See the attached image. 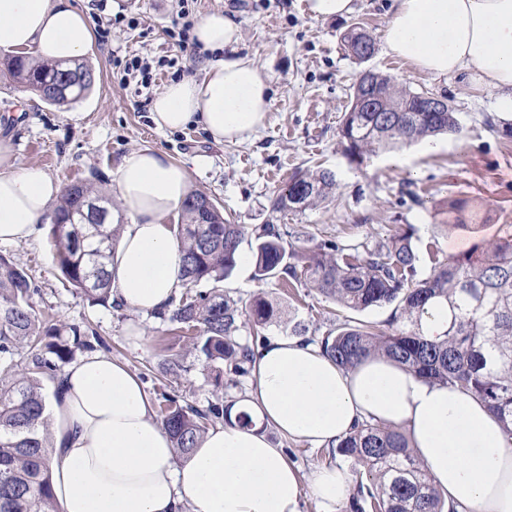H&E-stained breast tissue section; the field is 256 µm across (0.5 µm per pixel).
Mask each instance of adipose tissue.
I'll return each mask as SVG.
<instances>
[{"label":"adipose tissue","instance_id":"ef3b65f1","mask_svg":"<svg viewBox=\"0 0 512 512\" xmlns=\"http://www.w3.org/2000/svg\"><path fill=\"white\" fill-rule=\"evenodd\" d=\"M193 35L208 55L202 75L166 86L153 121L168 130L200 126L217 143L249 138L267 119V76L238 55L239 28L223 14L202 18ZM90 41L87 19L70 0H0L2 50L70 63ZM385 43L420 72L470 73L494 92L496 112L512 118V0H395ZM113 182L120 228L112 298L148 314L184 284L168 219L190 192L189 175L144 149L123 157ZM60 193L41 169L17 167L12 146L0 141V243L40 237ZM252 376L246 398L180 459L125 363L91 353L67 367L47 397L62 512H300L307 492L330 510L347 498L352 473L324 466L302 477L267 431L320 448L362 421L401 428L457 512H512V443L487 408L457 388L382 357L345 370L319 347L289 338L256 351ZM243 412L251 425L239 424Z\"/></svg>","mask_w":512,"mask_h":512}]
</instances>
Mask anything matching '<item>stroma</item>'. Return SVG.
Here are the masks:
<instances>
[{
    "mask_svg": "<svg viewBox=\"0 0 512 512\" xmlns=\"http://www.w3.org/2000/svg\"><path fill=\"white\" fill-rule=\"evenodd\" d=\"M88 19L93 38L82 58L94 73L79 100L49 105L19 90L0 74V136L9 137L20 167H38L67 185L87 181L111 190L114 172L130 152L149 148L167 154L189 174L193 191L205 193L232 223L242 225L249 250L255 231L279 228L284 240L310 237L372 249L396 231L412 236L426 276L433 259L470 251L482 240L502 235L512 225V138L491 129L495 97L467 76L435 78L394 57L383 40L394 0H355L347 18L316 20L303 0H72ZM193 20L220 12L240 31L239 54L252 57L270 78L271 106L263 129L239 143L217 144L199 126L169 131L151 118V101L125 88L115 59L127 55L176 59L180 76H197L205 57L174 46L169 30L182 6ZM124 21H116V14ZM139 20L127 26V18ZM108 38H100L103 22ZM359 24L375 44L367 62L350 56L343 33ZM373 69L396 77L415 92L443 95L453 105L461 134L439 136L434 151L423 143L371 155L363 165L343 153L338 128L360 72ZM335 172V198L288 215L274 213L270 199L296 170ZM481 203L483 223L448 224V202ZM0 258L26 269L40 319L61 328H78L98 339L97 351L135 372L153 402L171 397L180 404L208 406L215 395L196 355L184 352L168 320L141 315L119 304L94 305L65 282L56 268L48 237L25 243H0ZM225 295L244 302L265 296L284 320L263 329L266 340L288 335V320L326 331L336 322L332 300L306 285L288 294L278 280L257 281L253 272L234 271L224 280ZM170 359L185 371L166 377Z\"/></svg>",
    "mask_w": 512,
    "mask_h": 512,
    "instance_id": "35a3bbf8",
    "label": "stroma"
}]
</instances>
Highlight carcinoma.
<instances>
[{"instance_id":"carcinoma-1","label":"carcinoma","mask_w":512,"mask_h":512,"mask_svg":"<svg viewBox=\"0 0 512 512\" xmlns=\"http://www.w3.org/2000/svg\"><path fill=\"white\" fill-rule=\"evenodd\" d=\"M359 60V43L371 39L351 30L343 36ZM18 87L49 105L78 100L93 84V72L81 63L62 65L25 56L0 55V71ZM372 82L383 94L380 112H359L350 94L338 135L347 159L358 165L379 150L421 141L439 134H458L454 112H408L421 96L397 86L388 74L376 72ZM336 178L328 170L298 172L271 199L275 213L303 211L336 197ZM201 193L190 194L180 209L176 238L181 243L183 277L188 289L171 300L170 322L181 332L178 341L204 357L214 372V385H235L249 373L253 351L239 336L241 325L264 328L276 319L271 302L256 295L240 306L218 288L192 291L201 283H219L232 275L244 230L224 219L217 205L204 209ZM103 207V217L85 223L89 205ZM112 198L90 183L67 186L50 216L48 236L54 261L65 280L96 304L111 298L112 245L118 229L112 223ZM453 226L463 219L477 223L479 212L469 200L448 202ZM254 276L291 284L306 281L341 307L362 312L389 307L378 323L346 320L325 331L317 342L336 364L348 368L361 359L383 355L425 381L455 387L481 403L497 418L512 443V235L475 246L462 258L433 262L417 277L419 257L412 236L401 230L371 250L328 241L313 247L288 243L272 224L255 234ZM34 289L26 270L0 260V355L28 347L27 371L0 365V512H58L51 485L52 448L47 437L49 414L40 378L72 360L75 350L91 349L88 341L54 335L40 346L37 317L31 303ZM448 301V330L441 341L429 340L421 328L426 306ZM161 424L179 455L197 447L206 429L224 421L220 403L199 409L164 398ZM335 451L357 466L356 492L347 512H457L446 505L431 475L399 430L370 421L338 441Z\"/></svg>"}]
</instances>
